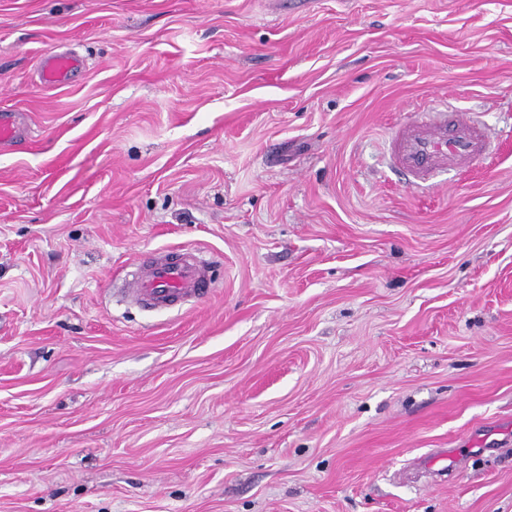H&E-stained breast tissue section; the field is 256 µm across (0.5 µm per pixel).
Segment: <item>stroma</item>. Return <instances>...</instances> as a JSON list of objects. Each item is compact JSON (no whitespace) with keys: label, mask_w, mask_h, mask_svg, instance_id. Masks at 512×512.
<instances>
[{"label":"stroma","mask_w":512,"mask_h":512,"mask_svg":"<svg viewBox=\"0 0 512 512\" xmlns=\"http://www.w3.org/2000/svg\"><path fill=\"white\" fill-rule=\"evenodd\" d=\"M432 105L492 152L415 189ZM2 110L0 512H512V0H0ZM79 61L69 52H61L43 59L40 63V82L45 86H56L67 82L70 73ZM20 114L3 112L0 114V144L3 148L11 146L20 135ZM181 251L158 249L135 264L124 283V291L150 311L172 309L209 293L206 268Z\"/></svg>","instance_id":"1"}]
</instances>
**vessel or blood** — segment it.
Masks as SVG:
<instances>
[{"label":"vessel or blood","mask_w":512,"mask_h":512,"mask_svg":"<svg viewBox=\"0 0 512 512\" xmlns=\"http://www.w3.org/2000/svg\"><path fill=\"white\" fill-rule=\"evenodd\" d=\"M78 65L71 53L54 54L41 61L40 81L46 86L66 83ZM19 135V113L0 114V146H11ZM487 148V135L474 118L459 113L447 118L436 111L399 126L388 140L391 170L415 185L454 169L475 167ZM124 290L143 308L160 311L206 296L209 279L197 259L178 250L158 249L135 264Z\"/></svg>","instance_id":"b4317fda"}]
</instances>
